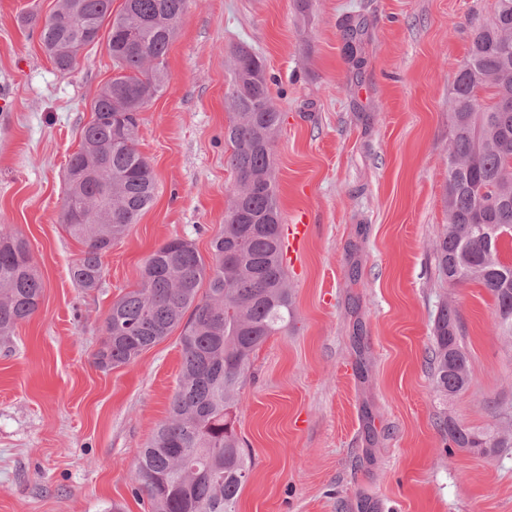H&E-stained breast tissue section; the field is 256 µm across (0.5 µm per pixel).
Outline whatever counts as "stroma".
<instances>
[{
  "mask_svg": "<svg viewBox=\"0 0 512 512\" xmlns=\"http://www.w3.org/2000/svg\"><path fill=\"white\" fill-rule=\"evenodd\" d=\"M56 0H0V224L28 240L41 308L0 337V512H147L137 456L162 423L182 363L178 334L132 363L93 354L113 301L147 257L184 238L203 257L235 174L224 128L230 50L260 54L284 114L273 148L283 217L310 233L288 270L293 317L257 351L234 427L252 465L237 512H512V448L449 450L438 422L485 429L512 411V342L483 287H450L433 246L448 223L449 99L494 0H187L170 81L140 114L152 205L103 259L100 288L68 270L64 175L91 105L115 76L104 44L59 71L39 41ZM367 22L353 68L346 16ZM459 313L468 389L433 388L436 311Z\"/></svg>",
  "mask_w": 512,
  "mask_h": 512,
  "instance_id": "1",
  "label": "stroma"
}]
</instances>
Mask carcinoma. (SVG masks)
I'll list each match as a JSON object with an SVG mask.
<instances>
[{"mask_svg":"<svg viewBox=\"0 0 512 512\" xmlns=\"http://www.w3.org/2000/svg\"><path fill=\"white\" fill-rule=\"evenodd\" d=\"M186 0H57L39 29L56 68L68 71L79 51L105 42L118 74L92 106L81 148L65 172L64 230L84 246L69 276L85 291L100 287L103 258L153 202L156 182L135 144L139 112L169 82L166 54ZM107 33H102V30ZM362 20L344 22L348 61L361 64ZM512 0H496L477 27L450 98L445 203L448 224L435 244L438 276L450 286L476 283L492 294L496 325L512 338V262L500 243L512 233ZM236 90L224 139L232 147L234 190L224 229L205 260L192 242L174 238L146 260L140 288L112 303L93 363L104 370L128 364L180 330L182 364L168 418L155 430L134 469L150 512H236L252 464L228 419L256 351L293 317L282 264V217L272 149L284 122L274 105L262 56L233 52ZM491 92L483 102L481 93ZM44 285L30 245L0 224V337L40 308ZM430 361L435 391L446 399L469 386L468 354L455 310L444 303L434 320ZM439 427L456 448L492 456L512 448V414L489 430L450 418Z\"/></svg>","mask_w":512,"mask_h":512,"instance_id":"carcinoma-1","label":"carcinoma"}]
</instances>
